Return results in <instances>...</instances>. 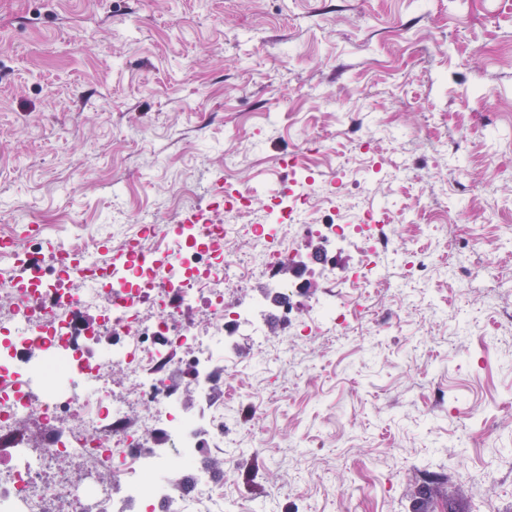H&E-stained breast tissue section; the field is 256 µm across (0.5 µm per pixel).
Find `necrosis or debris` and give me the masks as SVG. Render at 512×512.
Instances as JSON below:
<instances>
[{"instance_id": "obj_1", "label": "necrosis or debris", "mask_w": 512, "mask_h": 512, "mask_svg": "<svg viewBox=\"0 0 512 512\" xmlns=\"http://www.w3.org/2000/svg\"><path fill=\"white\" fill-rule=\"evenodd\" d=\"M347 131L359 163L337 167L331 179L310 161L315 141L302 139L286 158L260 169L251 183L208 195L183 186L171 198L182 214L172 224L144 219L130 226L122 207L91 243L57 240L64 262L29 272L31 246L5 235L0 266V512H224L230 477L210 468L213 453L248 427L211 401L206 414L189 411L181 378L208 397L217 377L240 370L224 346L247 324L258 345L268 338L252 307L237 294L274 269L294 262L302 240L357 235L361 266L337 280L335 294L303 315L282 307L283 321L303 336H319L360 320L365 306L396 292L379 263L401 219L378 205V187L409 179L411 166L387 160L372 123ZM445 248L402 253L400 283H424L445 266L461 301L473 292L512 297V267L488 259L464 219L433 213ZM132 384L116 390L112 369ZM157 449H148L149 440ZM72 460L73 474L55 472ZM189 476L168 479L173 469Z\"/></svg>"}]
</instances>
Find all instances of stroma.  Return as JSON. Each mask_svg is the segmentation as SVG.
<instances>
[{"label": "stroma", "mask_w": 512, "mask_h": 512, "mask_svg": "<svg viewBox=\"0 0 512 512\" xmlns=\"http://www.w3.org/2000/svg\"><path fill=\"white\" fill-rule=\"evenodd\" d=\"M489 92L484 106L478 92ZM370 116L413 150L412 182L380 198L414 209L421 186L447 183L467 217L482 206L485 156L512 166V0H0V202L66 237L94 234L113 184L129 223L183 182L209 193L225 155L252 161L325 137L324 165L354 164L344 133ZM460 142L452 160L428 145ZM485 253L512 265V213L480 224ZM402 308L271 361L233 337L243 389L264 401L253 446L234 465L249 512H484L481 481L512 512V338L470 336L496 314L450 289H406ZM500 427L469 438V416Z\"/></svg>", "instance_id": "35a3bbf8"}]
</instances>
